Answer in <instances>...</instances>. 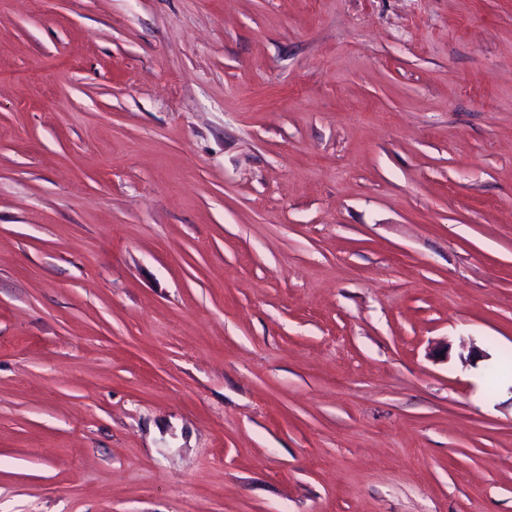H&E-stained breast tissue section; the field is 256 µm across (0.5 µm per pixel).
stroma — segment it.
I'll return each instance as SVG.
<instances>
[{"mask_svg": "<svg viewBox=\"0 0 512 512\" xmlns=\"http://www.w3.org/2000/svg\"><path fill=\"white\" fill-rule=\"evenodd\" d=\"M506 353L512 0H0V512H512Z\"/></svg>", "mask_w": 512, "mask_h": 512, "instance_id": "stroma-1", "label": "stroma"}]
</instances>
